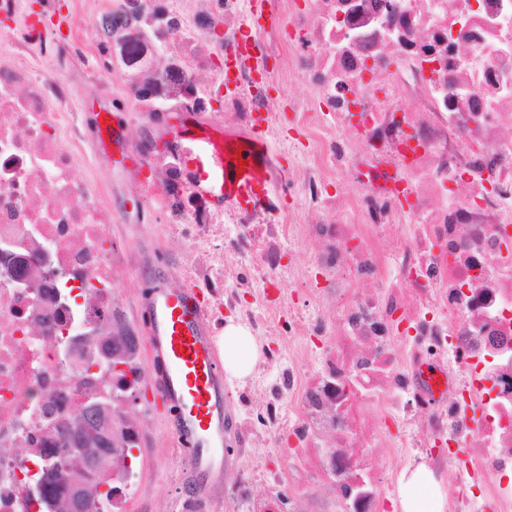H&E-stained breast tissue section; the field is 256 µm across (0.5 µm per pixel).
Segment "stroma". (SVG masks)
<instances>
[{"mask_svg":"<svg viewBox=\"0 0 512 512\" xmlns=\"http://www.w3.org/2000/svg\"><path fill=\"white\" fill-rule=\"evenodd\" d=\"M87 164L102 181L111 185L113 208L128 214L126 223L109 225L108 230L126 258L125 264L113 272V295L121 319L135 331L144 329L142 316L137 311V297L143 286L158 277L181 278L197 288L217 332L228 320L240 319L243 307L265 304L263 282L256 277L245 278L243 267L238 265L235 254L225 242L222 227H215L209 240L202 241L195 225L169 224L159 216L139 220L131 210V200L138 190L136 176L140 163L137 158L128 159L126 167L121 168L113 164L110 154L98 151L88 158ZM236 283L243 288L240 302H225V289ZM139 361L143 369L139 398L122 406L126 418L140 432V483L131 491L125 512H228L233 504L240 512H245L250 501L267 492L263 470L287 468V448H261L254 454L233 452L225 486L235 491L234 501L220 496L192 495L185 459L174 438L175 419L154 401L153 364L144 355ZM277 375V368L269 367L251 372L241 381L228 379L225 397L233 424H242L247 418L241 404L243 393L251 392L259 400L268 398ZM244 470L256 471L252 483L241 484L240 473Z\"/></svg>","mask_w":512,"mask_h":512,"instance_id":"stroma-1","label":"stroma"}]
</instances>
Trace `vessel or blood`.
<instances>
[{
    "mask_svg": "<svg viewBox=\"0 0 512 512\" xmlns=\"http://www.w3.org/2000/svg\"><path fill=\"white\" fill-rule=\"evenodd\" d=\"M175 134L189 144L186 160L194 188L217 204L257 209L269 204L272 188L288 189L287 181L272 176L277 160L260 124L216 137L183 118ZM140 312L148 354L161 368L153 384L155 397L178 417L175 435L187 449L194 492L205 497L221 493L229 421L224 363L207 311L186 281L161 279L151 286Z\"/></svg>",
    "mask_w": 512,
    "mask_h": 512,
    "instance_id": "obj_1",
    "label": "vessel or blood"
}]
</instances>
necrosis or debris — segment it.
<instances>
[{"mask_svg":"<svg viewBox=\"0 0 512 512\" xmlns=\"http://www.w3.org/2000/svg\"><path fill=\"white\" fill-rule=\"evenodd\" d=\"M82 0H0L13 35L0 42V270L16 255L61 270L40 292L0 277V512H41L35 489L69 420L112 389L90 357L66 361L64 327L46 296L68 295L96 334L116 313L119 218L83 161L93 114L124 100L141 126L135 149L165 174L138 213L212 225L270 286L332 308L311 328L303 308L247 311L246 328L288 316L280 395L256 404L262 445L293 439L289 473H270L252 512H290L316 481L327 512H399L401 470L424 464L447 487L446 512H512V0H267L256 51L289 71L264 81L234 53L249 39L242 0H104L99 38L73 24ZM296 79L288 106L304 149L296 210L256 232L261 212L222 208L193 190L171 118L247 131L269 89ZM348 178L344 201L327 187ZM322 247L282 268L270 240ZM398 438H391L392 428ZM465 443L457 463L447 448Z\"/></svg>","mask_w":512,"mask_h":512,"instance_id":"obj_1","label":"necrosis or debris"}]
</instances>
